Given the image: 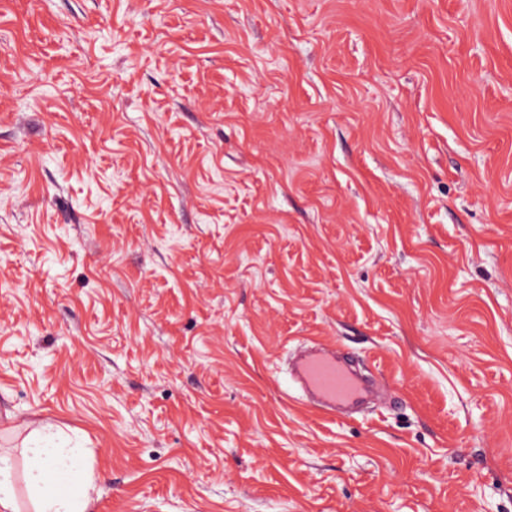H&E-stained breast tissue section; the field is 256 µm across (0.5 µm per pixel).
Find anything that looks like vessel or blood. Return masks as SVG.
Listing matches in <instances>:
<instances>
[{"label": "vessel or blood", "mask_w": 512, "mask_h": 512, "mask_svg": "<svg viewBox=\"0 0 512 512\" xmlns=\"http://www.w3.org/2000/svg\"><path fill=\"white\" fill-rule=\"evenodd\" d=\"M292 374L310 400L332 411L358 408L371 397L368 386L345 359L323 348L299 354Z\"/></svg>", "instance_id": "b4317fda"}]
</instances>
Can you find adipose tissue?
<instances>
[{
	"label": "adipose tissue",
	"instance_id": "adipose-tissue-1",
	"mask_svg": "<svg viewBox=\"0 0 512 512\" xmlns=\"http://www.w3.org/2000/svg\"><path fill=\"white\" fill-rule=\"evenodd\" d=\"M24 481L33 512H88L95 488L92 469L80 484L67 474L75 464L72 449L55 443L53 434L34 431L25 448Z\"/></svg>",
	"mask_w": 512,
	"mask_h": 512
}]
</instances>
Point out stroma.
Segmentation results:
<instances>
[{"mask_svg":"<svg viewBox=\"0 0 512 512\" xmlns=\"http://www.w3.org/2000/svg\"><path fill=\"white\" fill-rule=\"evenodd\" d=\"M48 425L90 512H512V0H0V453ZM292 375L310 400L331 411L355 409L371 398L368 386L345 359L324 348L299 354Z\"/></svg>","mask_w":512,"mask_h":512,"instance_id":"1","label":"stroma"}]
</instances>
